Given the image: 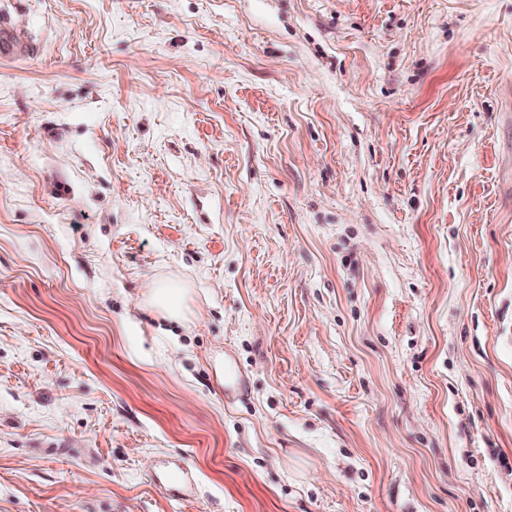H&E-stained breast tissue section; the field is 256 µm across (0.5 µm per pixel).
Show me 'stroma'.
<instances>
[{
    "label": "stroma",
    "instance_id": "35a3bbf8",
    "mask_svg": "<svg viewBox=\"0 0 512 512\" xmlns=\"http://www.w3.org/2000/svg\"><path fill=\"white\" fill-rule=\"evenodd\" d=\"M0 14V512H512V0ZM151 303L164 314L178 317L183 310L184 288L176 283H162L149 292Z\"/></svg>",
    "mask_w": 512,
    "mask_h": 512
}]
</instances>
